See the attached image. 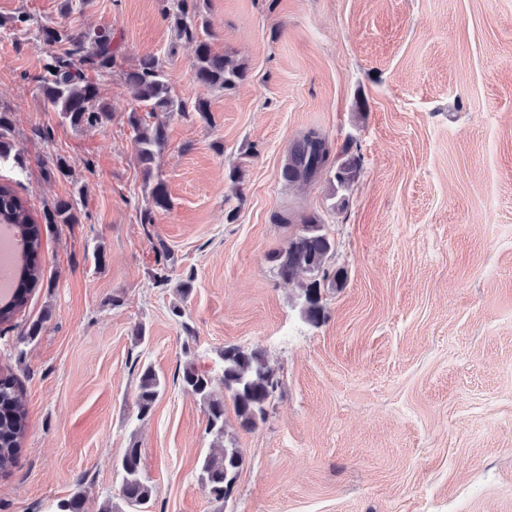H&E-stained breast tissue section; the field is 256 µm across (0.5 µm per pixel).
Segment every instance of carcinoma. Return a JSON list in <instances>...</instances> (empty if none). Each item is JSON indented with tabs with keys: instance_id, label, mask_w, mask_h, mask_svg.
<instances>
[{
	"instance_id": "obj_1",
	"label": "carcinoma",
	"mask_w": 512,
	"mask_h": 512,
	"mask_svg": "<svg viewBox=\"0 0 512 512\" xmlns=\"http://www.w3.org/2000/svg\"><path fill=\"white\" fill-rule=\"evenodd\" d=\"M167 18L176 36L195 45V80L203 85L229 90L246 78V69L228 54L213 52L215 32L201 13L197 0H172ZM40 38L60 51L47 56L42 72L36 76L44 102L58 112L73 129L104 125L112 118L109 105L101 99L99 81L111 76L117 65L119 45L114 43L112 29L74 32L53 23L38 25ZM120 79L133 95L138 108L128 115L134 130V149L150 187L155 208L167 211L171 200L165 181L154 174L156 155L166 145V120L173 114L188 111V100L172 93L162 62L154 55L119 72ZM145 108L148 117L139 114ZM0 159L13 161L23 172L27 161L14 141L12 112L0 108ZM330 160L326 139L310 130L294 144L283 177L288 181L308 180L323 170ZM336 189L349 188L360 176L361 158L344 150L332 163ZM44 224L32 216L24 201L8 184H0V224H10L23 240L25 248L18 259L17 277L21 288L10 297L0 296V326L9 324L25 305L27 295L43 279L41 262L42 232L58 224L82 223L77 199H59L43 212ZM336 244L318 216H305L293 225L282 246L267 254L276 274L285 281L307 274L300 284L301 318L314 326L325 319L322 290L339 288L346 280L344 270L334 268L331 260ZM220 375L202 370L193 363L184 366L182 387L198 397L207 413L208 433L220 448L199 460V478L217 501H224V488L238 481L246 458L237 447L234 436L226 431V402H231L239 427L255 429L268 416V407L280 392L282 380L270 365L265 351L259 347L227 345L219 352ZM165 390V381L147 365L142 368L137 396L140 421L150 414ZM27 430V414L17 394L12 374L0 371V474L14 463ZM118 470L122 476L121 499L127 512H145L153 497V486L141 471V449L132 444L122 454Z\"/></svg>"
}]
</instances>
